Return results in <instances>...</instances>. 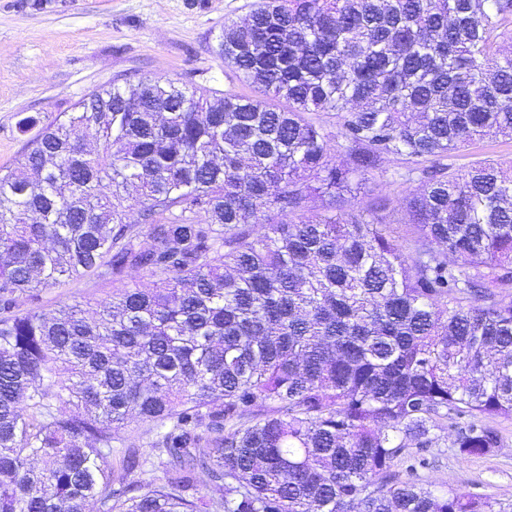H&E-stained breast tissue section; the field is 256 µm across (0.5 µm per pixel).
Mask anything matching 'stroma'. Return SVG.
I'll list each match as a JSON object with an SVG mask.
<instances>
[{"label": "stroma", "instance_id": "obj_1", "mask_svg": "<svg viewBox=\"0 0 512 512\" xmlns=\"http://www.w3.org/2000/svg\"><path fill=\"white\" fill-rule=\"evenodd\" d=\"M251 2L0 0V167L13 165L29 139L21 118L48 122L117 78L167 77L220 95L248 92L225 67L219 43L225 20L244 18ZM397 168L384 162L365 193L342 201V209L355 212L369 201L394 208L410 190L394 181ZM113 288L112 279L85 278L41 290L36 304L49 311L68 299L95 302ZM488 424L499 433V448L466 460L445 447L430 449L421 480L512 500V420Z\"/></svg>", "mask_w": 512, "mask_h": 512}]
</instances>
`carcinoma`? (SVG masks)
I'll use <instances>...</instances> for the list:
<instances>
[{
  "label": "carcinoma",
  "mask_w": 512,
  "mask_h": 512,
  "mask_svg": "<svg viewBox=\"0 0 512 512\" xmlns=\"http://www.w3.org/2000/svg\"><path fill=\"white\" fill-rule=\"evenodd\" d=\"M220 51L252 93L144 77L21 121L38 131L0 169V512H512L396 470L450 420L470 458L512 418V165L446 163L512 137V0H256ZM390 158L416 184L409 237L375 203L305 215ZM128 269L151 286L25 308ZM134 417L150 453L116 471ZM151 459L163 479L127 482ZM149 428L148 423L141 421L140 419H134L126 428L124 433L121 434L120 439L112 443V467L115 468L119 465V460L124 455V451L130 445L138 446L139 452L148 453L149 448L147 447L148 434L147 429Z\"/></svg>",
  "instance_id": "carcinoma-1"
}]
</instances>
